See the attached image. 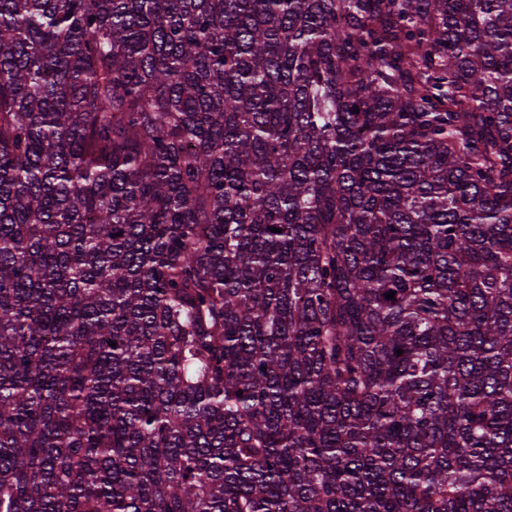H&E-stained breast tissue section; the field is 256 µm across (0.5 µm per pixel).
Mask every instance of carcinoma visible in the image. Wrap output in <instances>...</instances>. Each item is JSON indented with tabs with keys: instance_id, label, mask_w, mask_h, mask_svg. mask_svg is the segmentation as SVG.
Here are the masks:
<instances>
[{
	"instance_id": "obj_1",
	"label": "carcinoma",
	"mask_w": 512,
	"mask_h": 512,
	"mask_svg": "<svg viewBox=\"0 0 512 512\" xmlns=\"http://www.w3.org/2000/svg\"><path fill=\"white\" fill-rule=\"evenodd\" d=\"M0 512H512V0H0Z\"/></svg>"
}]
</instances>
